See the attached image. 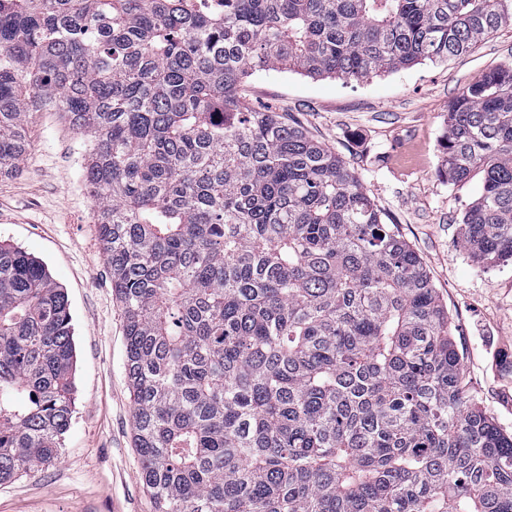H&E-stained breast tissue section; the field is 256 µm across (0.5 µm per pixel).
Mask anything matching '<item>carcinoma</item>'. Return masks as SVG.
<instances>
[{
	"mask_svg": "<svg viewBox=\"0 0 512 512\" xmlns=\"http://www.w3.org/2000/svg\"><path fill=\"white\" fill-rule=\"evenodd\" d=\"M512 0H0V176L29 113L91 141L154 512H512V433L475 402L416 252L334 151L242 102L257 71L364 81L467 52ZM462 247L512 261V65L450 104ZM72 316L0 242V482L60 459Z\"/></svg>",
	"mask_w": 512,
	"mask_h": 512,
	"instance_id": "1",
	"label": "carcinoma"
}]
</instances>
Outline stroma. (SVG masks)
Masks as SVG:
<instances>
[{"instance_id":"1","label":"stroma","mask_w":512,"mask_h":512,"mask_svg":"<svg viewBox=\"0 0 512 512\" xmlns=\"http://www.w3.org/2000/svg\"><path fill=\"white\" fill-rule=\"evenodd\" d=\"M512 63V23L468 52L364 82L260 71L245 84L268 107L339 154L418 253L448 309L477 404L512 432V264L478 262L461 222L480 178L439 175L448 105L491 69ZM30 148L0 177V240L41 261L68 296L75 412L60 459L0 484V512H153L133 443L123 313L112 293L85 181L89 146L62 112L29 116Z\"/></svg>"}]
</instances>
